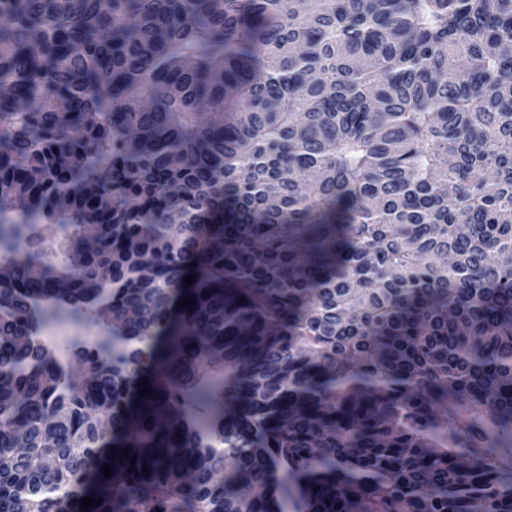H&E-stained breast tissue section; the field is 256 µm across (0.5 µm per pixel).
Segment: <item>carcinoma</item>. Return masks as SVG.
Wrapping results in <instances>:
<instances>
[{
    "mask_svg": "<svg viewBox=\"0 0 512 512\" xmlns=\"http://www.w3.org/2000/svg\"><path fill=\"white\" fill-rule=\"evenodd\" d=\"M290 505L512 512V0H0V512ZM38 246L46 255V259L60 262L66 250L65 246H61V239L57 237L55 230L50 226H40L38 231Z\"/></svg>",
    "mask_w": 512,
    "mask_h": 512,
    "instance_id": "cac0c4a2",
    "label": "carcinoma"
}]
</instances>
